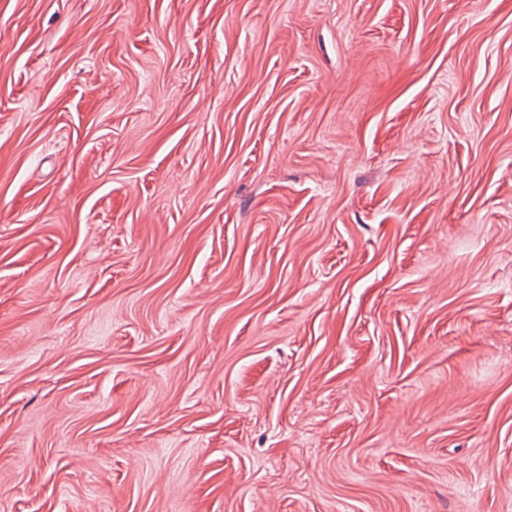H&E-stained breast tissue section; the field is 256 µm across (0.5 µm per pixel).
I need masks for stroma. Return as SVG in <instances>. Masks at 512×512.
Masks as SVG:
<instances>
[{
  "label": "stroma",
  "mask_w": 512,
  "mask_h": 512,
  "mask_svg": "<svg viewBox=\"0 0 512 512\" xmlns=\"http://www.w3.org/2000/svg\"><path fill=\"white\" fill-rule=\"evenodd\" d=\"M0 512H512V0H0Z\"/></svg>",
  "instance_id": "1"
}]
</instances>
